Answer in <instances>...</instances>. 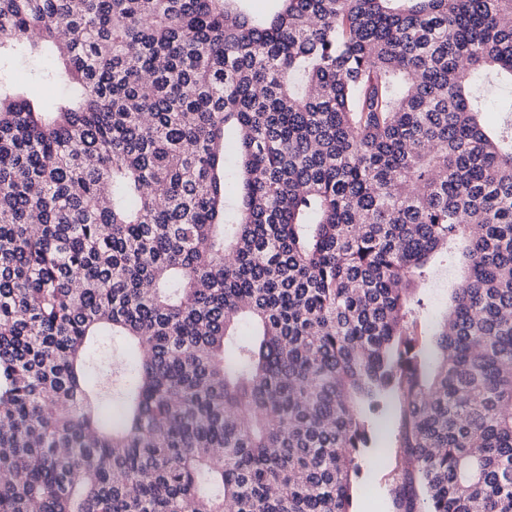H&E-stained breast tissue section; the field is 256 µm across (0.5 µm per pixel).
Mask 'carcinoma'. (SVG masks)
Listing matches in <instances>:
<instances>
[{
	"label": "carcinoma",
	"mask_w": 512,
	"mask_h": 512,
	"mask_svg": "<svg viewBox=\"0 0 512 512\" xmlns=\"http://www.w3.org/2000/svg\"><path fill=\"white\" fill-rule=\"evenodd\" d=\"M240 2L0 0V512H512V0ZM56 55L17 54L3 62L2 73L14 88L36 102L42 108L51 110L63 88L49 79L50 70L57 67ZM460 279L461 271L456 263L443 264L434 267L428 280L418 286L417 296L423 299L426 310L410 329V338L417 349L432 352V321L447 310L449 295L458 287ZM365 416L375 430V438L369 448L362 449L363 458H371L381 452L382 460L374 469L364 470L354 485L352 494L353 512H400L396 488L400 484L394 454L399 431V411L392 395L384 397L373 413L366 409ZM380 448H385L381 451ZM363 485L370 491L365 493Z\"/></svg>",
	"instance_id": "obj_1"
}]
</instances>
